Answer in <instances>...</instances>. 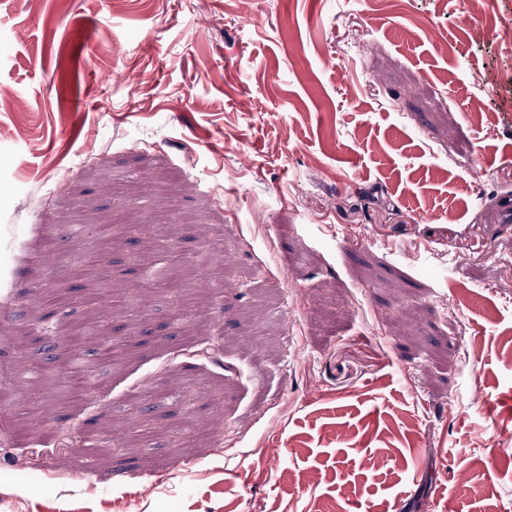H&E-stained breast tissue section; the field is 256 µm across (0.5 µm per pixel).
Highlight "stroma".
Returning a JSON list of instances; mask_svg holds the SVG:
<instances>
[{"label":"stroma","instance_id":"obj_1","mask_svg":"<svg viewBox=\"0 0 512 512\" xmlns=\"http://www.w3.org/2000/svg\"><path fill=\"white\" fill-rule=\"evenodd\" d=\"M0 90V512H512V0H0Z\"/></svg>","mask_w":512,"mask_h":512}]
</instances>
